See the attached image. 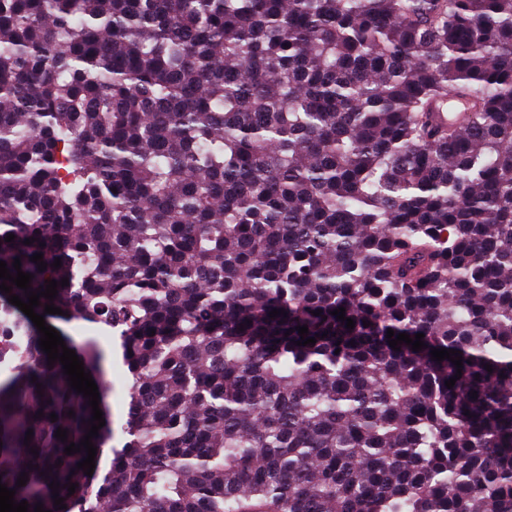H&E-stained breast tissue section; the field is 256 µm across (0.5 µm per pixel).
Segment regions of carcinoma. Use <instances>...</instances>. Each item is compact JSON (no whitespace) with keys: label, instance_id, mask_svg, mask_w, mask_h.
Returning a JSON list of instances; mask_svg holds the SVG:
<instances>
[{"label":"carcinoma","instance_id":"cac0c4a2","mask_svg":"<svg viewBox=\"0 0 512 512\" xmlns=\"http://www.w3.org/2000/svg\"><path fill=\"white\" fill-rule=\"evenodd\" d=\"M16 258L129 380L111 447L106 353L67 345L88 476L92 407L6 282L0 484L31 512H512V0H0Z\"/></svg>","mask_w":512,"mask_h":512}]
</instances>
